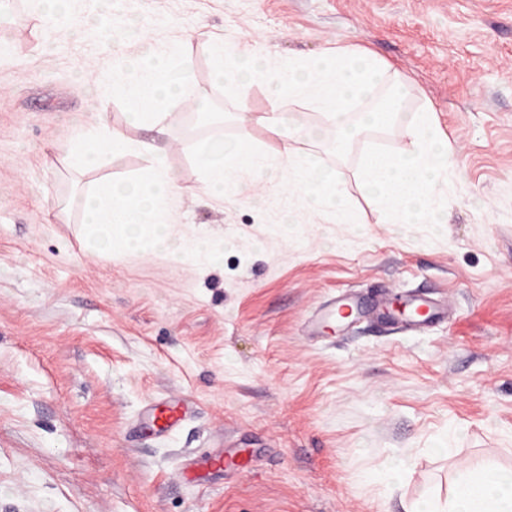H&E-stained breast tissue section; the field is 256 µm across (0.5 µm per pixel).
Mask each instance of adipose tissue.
<instances>
[{
  "label": "adipose tissue",
  "mask_w": 512,
  "mask_h": 512,
  "mask_svg": "<svg viewBox=\"0 0 512 512\" xmlns=\"http://www.w3.org/2000/svg\"><path fill=\"white\" fill-rule=\"evenodd\" d=\"M177 53L176 46L154 45L148 57H120L111 71L98 76L106 94L120 93L128 99L129 123L151 124L166 136L179 126L180 108L205 110V100L190 78V66H183L179 80L170 76L168 62ZM195 156L204 183L216 196H223L229 185L247 188L264 182L273 189L284 185L302 199L310 213L328 223L353 221L344 198L343 172L327 168L318 153L288 150L271 155L252 148L239 157L217 154L201 142L195 146ZM500 474L491 464L480 469L457 465L447 501L427 505L426 512H512V487L501 493L495 490Z\"/></svg>",
  "instance_id": "obj_1"
}]
</instances>
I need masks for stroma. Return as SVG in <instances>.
Wrapping results in <instances>:
<instances>
[{
  "mask_svg": "<svg viewBox=\"0 0 512 512\" xmlns=\"http://www.w3.org/2000/svg\"><path fill=\"white\" fill-rule=\"evenodd\" d=\"M0 512H408L446 498L456 464L512 470V0H0ZM255 42L283 58L358 48L410 85L399 125L433 110L456 150L439 234L395 229L339 158L320 112L302 142L346 175L350 224L255 188L209 195L192 142L248 135L266 86L224 99L209 49ZM176 45L222 122L162 137L125 123L95 76L115 55ZM106 116L160 139L180 187L176 232L222 243L220 263L90 246L69 203L97 180L70 135ZM424 296L445 320L409 333L367 315L306 324L342 296ZM187 400L177 429L144 432L143 408ZM227 450L245 471L190 477L188 458ZM405 460L400 482L384 470Z\"/></svg>",
  "mask_w": 512,
  "mask_h": 512,
  "instance_id": "35a3bbf8",
  "label": "stroma"
}]
</instances>
